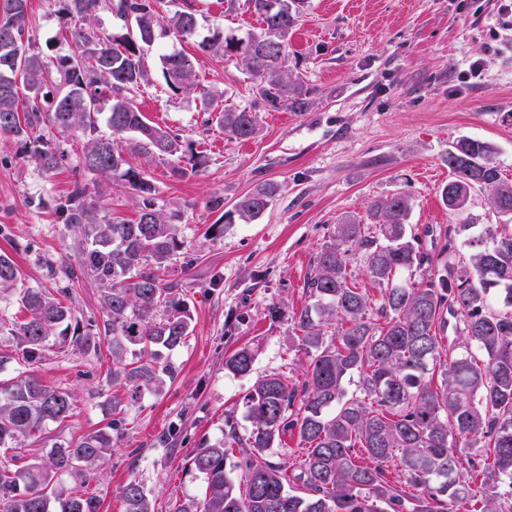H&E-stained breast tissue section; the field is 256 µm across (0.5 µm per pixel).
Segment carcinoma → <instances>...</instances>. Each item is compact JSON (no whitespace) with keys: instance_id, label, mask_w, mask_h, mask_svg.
Masks as SVG:
<instances>
[{"instance_id":"carcinoma-1","label":"carcinoma","mask_w":512,"mask_h":512,"mask_svg":"<svg viewBox=\"0 0 512 512\" xmlns=\"http://www.w3.org/2000/svg\"><path fill=\"white\" fill-rule=\"evenodd\" d=\"M79 23L71 32L76 51L50 56L39 50L29 19V0H0V141L45 140L55 128L80 138L87 170L121 185L137 208L132 222L98 209L87 184L76 181L58 213L80 236L77 266L64 264L70 282L97 285L107 315L105 339L112 351V384L138 392L158 388L176 367L162 351L180 347L192 321L177 285L163 278L183 246L178 211L156 208L143 170L125 167L122 139L148 157L205 163L193 145L170 129L147 122L131 94L152 84L145 51L157 28L183 38L197 27L195 14L177 10L164 17L162 0H107L127 20L126 35L114 39L93 29L100 0H61ZM261 24L259 34L226 37L216 30L198 44L207 54L236 55L253 77L264 106L305 112L310 89L288 74V35L303 0H248ZM165 90L195 93L203 111L220 112L224 131L238 139L259 133L250 109L218 108L221 95L198 83L195 59L181 52L160 58ZM114 138L96 136L101 103ZM489 143L458 139L448 150L453 178L441 199L464 218L472 192H488L495 212L512 220V182L502 178ZM62 155L37 148L28 156L43 173ZM277 194L271 183L255 186L224 213L255 220ZM412 203L399 192L374 202L372 227L344 222L314 260L306 288L312 305L294 316L300 349L311 358L305 379L290 385L278 374L254 382L245 397L248 434L224 425V441L199 449L192 464L206 483L204 503L188 499L175 512H512V231L487 226L473 241L468 263L452 261L450 244L433 254L409 224ZM363 252L366 275L378 288L373 298L348 280L347 255ZM17 264L0 254V288H16ZM27 316L13 323L21 339L18 357L0 355V371L23 367L0 379V507L3 512H99L97 496L58 490V477L85 483L90 470L112 453L110 430L58 444L28 463L24 441L48 423L61 425L75 410L73 394L31 374L49 341L84 348L80 337L59 330L72 320L70 307L32 288L17 292ZM455 320L457 342L443 352L439 333ZM131 362H126L127 357ZM244 346L225 358L235 375L252 369ZM356 383V390L348 385ZM298 432L306 459L290 486L286 466L269 451L281 434ZM473 448L467 464L459 453ZM235 463L237 476L227 469ZM125 512H153L143 486L123 488Z\"/></svg>"}]
</instances>
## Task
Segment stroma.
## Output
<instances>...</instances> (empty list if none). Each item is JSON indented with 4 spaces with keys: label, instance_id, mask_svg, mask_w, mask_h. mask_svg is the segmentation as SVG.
Masks as SVG:
<instances>
[{
    "label": "stroma",
    "instance_id": "1",
    "mask_svg": "<svg viewBox=\"0 0 512 512\" xmlns=\"http://www.w3.org/2000/svg\"><path fill=\"white\" fill-rule=\"evenodd\" d=\"M62 8L61 0L29 2L36 42L51 55L75 49ZM189 8L195 34H158L147 57L156 80L134 102L151 123L192 143L205 163L178 179L172 160L147 158L131 140L123 142L127 166L147 172L157 208L182 213L184 247L168 278L187 299L192 323L185 343L169 355L176 374L160 389L131 396L113 385L104 343L68 354L52 348L37 368L44 384L74 393L76 410L66 423L26 439L29 459L105 428L113 398L123 401V434L100 470L85 484L67 476L61 482L67 491L95 494L100 512H124L122 491L132 480L145 487L155 512L203 499L206 484L191 458L223 440L225 419L240 433L250 430L243 398L255 379L275 373L303 381L309 360L292 318L310 302L306 278L337 224L369 223L373 202L403 191L424 245L437 250L451 241L465 259L469 239L501 218L478 189L471 228L456 232L457 220L441 200L449 149L462 136L486 141L512 180V8L504 0H304L287 48L289 72L312 91L304 112L256 104L252 78L236 58L199 52L213 31L259 32L246 0H164L161 11ZM174 52L195 56L200 83L222 91L224 106L254 108L259 134L235 138L215 113L202 111L195 94L164 92L159 59ZM479 60L487 66L477 74L472 66ZM51 144L65 158L50 175L25 162L23 143L0 144V252L16 261L24 287L66 289L77 334L100 336L98 288L87 280L68 284L57 273L80 256L79 238L62 223L58 206L79 180L103 188L101 202L112 217L132 220L136 209L124 188L101 185L99 175L83 168L71 133L53 131ZM261 182L278 186L266 213L207 238L223 210L214 200L232 207ZM242 346L254 354L245 376L224 367Z\"/></svg>",
    "mask_w": 512,
    "mask_h": 512
}]
</instances>
